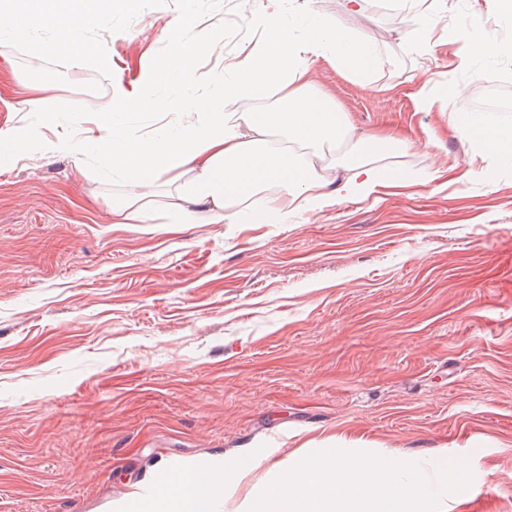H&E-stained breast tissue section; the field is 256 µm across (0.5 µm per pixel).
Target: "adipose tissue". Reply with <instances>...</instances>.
Masks as SVG:
<instances>
[{
    "label": "adipose tissue",
    "instance_id": "1",
    "mask_svg": "<svg viewBox=\"0 0 512 512\" xmlns=\"http://www.w3.org/2000/svg\"><path fill=\"white\" fill-rule=\"evenodd\" d=\"M208 46L204 36L183 44L153 72V79L174 73L183 85H192L196 59ZM326 51L334 52L339 68L366 83L379 61L373 46L337 26H311L299 43L284 27H272L261 50L241 63L236 80L214 83L202 95L180 96L187 124L140 137L119 124L115 113L99 114L101 141L112 171L128 187L112 205L113 223H151L152 196L159 185L167 188L162 208L177 224L275 223L296 209L316 210L339 198L350 201L374 194L381 184L378 161L393 156L398 144L390 136L363 138L364 152L339 164L345 178L338 183L331 179L339 165L328 156L353 140L354 127L335 99L310 81L309 58ZM266 87L276 94L271 107L227 111L230 101L252 99L255 91ZM457 125L470 143L497 151L504 165H512V130L483 126L466 117ZM276 133L312 146V154L303 157L272 149L269 138ZM23 149L47 154L67 152L71 146L47 139L33 126L0 131L1 164ZM256 465L253 451L243 449L226 458L218 472L200 464L174 469L171 478L157 482L148 512H214L216 500L232 497Z\"/></svg>",
    "mask_w": 512,
    "mask_h": 512
}]
</instances>
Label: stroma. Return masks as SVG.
I'll use <instances>...</instances> for the list:
<instances>
[{"mask_svg": "<svg viewBox=\"0 0 512 512\" xmlns=\"http://www.w3.org/2000/svg\"><path fill=\"white\" fill-rule=\"evenodd\" d=\"M372 44V86L310 57V79L358 131L388 134L412 184L299 210L280 224H116L127 191L99 136L122 96H165L129 112L138 134L186 122L174 80L146 73L178 13L141 12L108 33L113 79L82 64L46 84L49 139L71 151L0 169V512H113L163 469L260 463L217 512L287 458L336 448L388 459L469 460L448 512H512V170L455 128L489 82L512 85V55L468 61L464 40L512 46L496 0H423L429 32L407 34L411 0H301ZM261 39L237 34L198 67L236 68ZM0 44V130L36 126L23 65ZM430 94L431 111L414 97Z\"/></svg>", "mask_w": 512, "mask_h": 512, "instance_id": "1", "label": "stroma"}]
</instances>
